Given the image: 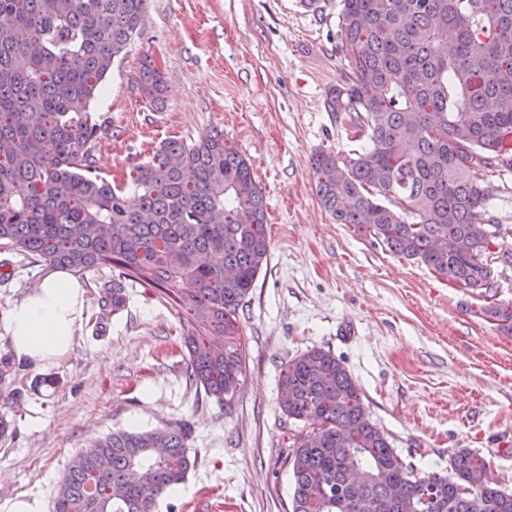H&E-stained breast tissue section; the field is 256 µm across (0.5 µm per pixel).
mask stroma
Here are the masks:
<instances>
[{
	"instance_id": "35a3bbf8",
	"label": "stroma",
	"mask_w": 512,
	"mask_h": 512,
	"mask_svg": "<svg viewBox=\"0 0 512 512\" xmlns=\"http://www.w3.org/2000/svg\"><path fill=\"white\" fill-rule=\"evenodd\" d=\"M341 9V0H320L314 13L299 0H147L139 34L90 105L104 128L92 154L119 180L161 142L191 144L218 128L249 160L271 248L238 312L240 387L224 403L189 380L171 336L179 316L150 284H130L121 312L88 325L112 284L107 268L81 279L85 318L65 355L41 365L16 357L7 312L50 269L14 257L0 272V358L14 366L0 380V416L11 423L0 438V506L28 499L51 512L61 476L92 440L181 422L195 465L156 512H292L287 450L306 424L282 414L278 377L314 347L344 361L405 462L444 472L465 449L512 492V331L483 313L492 301L512 305V173L492 178L488 296L336 223L311 158L358 147L325 105L350 78ZM146 55L166 80L161 108L138 83Z\"/></svg>"
}]
</instances>
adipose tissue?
<instances>
[{"label":"adipose tissue","mask_w":512,"mask_h":512,"mask_svg":"<svg viewBox=\"0 0 512 512\" xmlns=\"http://www.w3.org/2000/svg\"><path fill=\"white\" fill-rule=\"evenodd\" d=\"M83 296L81 283L66 271L45 276L8 312L6 329L15 353L35 362L66 353L81 316Z\"/></svg>","instance_id":"ef3b65f1"}]
</instances>
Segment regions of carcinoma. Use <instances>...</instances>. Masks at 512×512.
<instances>
[{
	"instance_id": "1",
	"label": "carcinoma",
	"mask_w": 512,
	"mask_h": 512,
	"mask_svg": "<svg viewBox=\"0 0 512 512\" xmlns=\"http://www.w3.org/2000/svg\"><path fill=\"white\" fill-rule=\"evenodd\" d=\"M146 0H0V251L82 275L112 269L97 323L149 282L183 312L187 374L231 400L244 342L238 310L268 263L266 206L247 159L217 129L167 141L121 184L91 155L90 104L140 30ZM341 52L353 78L328 93L354 154L313 157L317 194L338 224L448 281L494 288L482 256L495 224L489 174L512 171V0H343ZM145 95L164 104L150 60ZM191 281V293L180 285ZM284 415L310 429L288 454L292 512H512L485 461L465 449L451 474L419 472L369 418L330 350L281 370ZM183 423L114 431L79 450L52 512H154L195 464Z\"/></svg>"
}]
</instances>
